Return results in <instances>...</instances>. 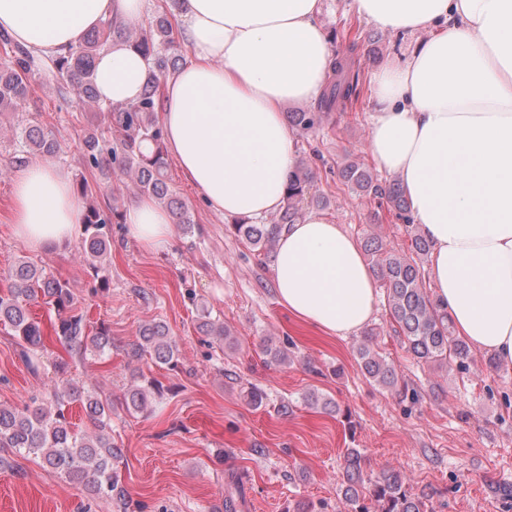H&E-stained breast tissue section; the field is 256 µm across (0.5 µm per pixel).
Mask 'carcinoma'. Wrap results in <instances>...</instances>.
<instances>
[{"label":"carcinoma","instance_id":"cac0c4a2","mask_svg":"<svg viewBox=\"0 0 512 512\" xmlns=\"http://www.w3.org/2000/svg\"><path fill=\"white\" fill-rule=\"evenodd\" d=\"M174 26L170 15L153 17L136 29L116 26L112 20L102 21L78 45L50 58V71L63 87L72 90L78 101L88 107L95 121L84 130L82 163L98 171L106 180L124 175L133 180L137 192L155 198L169 209L173 223L185 231L193 227L190 209L176 196L168 182L167 161L163 150L164 131L158 119L161 111V82L178 69V60L168 56L173 42ZM132 45L151 61L152 69L138 99L126 105L100 100L94 85L98 53L111 41ZM0 47L7 61L0 63V112H12L28 99L38 59L11 37L0 32ZM359 75L352 67L333 63L328 81L315 112H290L288 121L296 128L314 130L329 119L336 108L357 96ZM15 150L11 163L21 165L29 156H56L60 144L52 127L31 116L15 129ZM341 182L359 195H372L386 200L399 217L411 224L410 206L398 183L381 185L374 182L362 165L349 161L340 171ZM314 173L300 158L289 176L286 200L277 219L271 224L254 223L246 218L234 220L236 235L248 243L257 255L274 253L276 243L286 225L295 224L306 209L314 204L325 207L327 201L312 193ZM126 202L124 194L112 195V203L102 208L89 204L84 210L82 252L84 263L93 270L92 293L109 290L110 277L104 261L112 241V225L123 223ZM372 271L386 291L387 305L397 332L405 339L408 351L430 366L454 365L465 370L472 362L469 344L454 335L451 318L439 312L422 282L418 263L387 249L378 235L363 245ZM8 285L0 292V325L9 328L17 338L18 356L29 372L39 374L37 352L45 348L41 322L33 316L31 305L43 299L50 306V324L56 339L68 353L100 356L112 351V336L105 324L95 332L87 331L84 314L77 311L69 285L51 278L31 258L19 260L8 271ZM199 329L207 336L224 340V324L211 318L206 310L199 314ZM373 331L365 332L357 347L359 365L365 375L378 386L393 390L399 379L395 368L371 348ZM177 342L162 321L146 324L140 330L139 342L131 345L128 356H144L156 364L179 368ZM55 383L49 394L33 397L22 407H0V468L10 466L13 455H35L42 463L93 498L113 503L118 512L130 508L127 489L122 485L117 462L122 450L112 440V399L90 391L71 377L69 362L59 358L54 363ZM163 399L158 383L142 374L132 376L124 394L122 408L128 412L154 411ZM80 404L89 427L75 430L65 414L66 406ZM363 457L355 448L344 455L347 485L345 500L359 512V488L364 485ZM371 494L377 512H427L426 500L412 494L404 478L395 470H385L371 482Z\"/></svg>","mask_w":512,"mask_h":512}]
</instances>
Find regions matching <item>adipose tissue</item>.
Masks as SVG:
<instances>
[{
  "mask_svg": "<svg viewBox=\"0 0 512 512\" xmlns=\"http://www.w3.org/2000/svg\"><path fill=\"white\" fill-rule=\"evenodd\" d=\"M150 0H0V31L35 55L76 46L105 19L139 21ZM379 28L421 34L403 60L373 76L379 109L370 154L399 174L413 223L430 244L433 298L459 336L512 365V0H354ZM322 0H180L186 63L165 80L164 146L187 183L222 216L277 212L296 133L283 108L317 103L331 72ZM149 64L110 42L95 84L135 101ZM84 210L68 170L32 161L16 173L12 224L28 247L69 243ZM146 250L170 246L166 209L142 197L125 212ZM280 303L321 333H359L377 288L356 241L314 210L289 225L273 264Z\"/></svg>",
  "mask_w": 512,
  "mask_h": 512,
  "instance_id": "obj_1",
  "label": "adipose tissue"
}]
</instances>
